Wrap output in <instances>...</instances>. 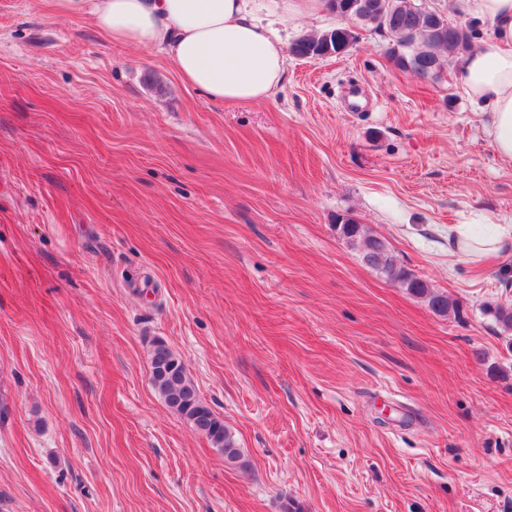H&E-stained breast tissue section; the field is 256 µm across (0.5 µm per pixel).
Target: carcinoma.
<instances>
[{
    "label": "carcinoma",
    "mask_w": 512,
    "mask_h": 512,
    "mask_svg": "<svg viewBox=\"0 0 512 512\" xmlns=\"http://www.w3.org/2000/svg\"><path fill=\"white\" fill-rule=\"evenodd\" d=\"M337 18L349 16L360 23L383 30L390 39L388 57L395 67L423 79H434L445 67L443 55L467 52L475 38V28L452 24L442 13L419 7L411 0H326ZM356 42L351 27L338 25L316 35H303L290 46L298 58L325 57L347 52ZM336 234L361 255L375 258L369 267L386 280L427 303L439 316L456 313L458 307L441 292L396 258L387 239L373 234L364 224L345 219L335 224ZM486 313L504 329L512 330V305H488ZM150 382L166 407L202 434L212 447L224 454V462L241 470L249 461L233 432L204 402L187 372L184 360L162 339L150 342Z\"/></svg>",
    "instance_id": "carcinoma-1"
}]
</instances>
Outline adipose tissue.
<instances>
[{
  "instance_id": "adipose-tissue-1",
  "label": "adipose tissue",
  "mask_w": 512,
  "mask_h": 512,
  "mask_svg": "<svg viewBox=\"0 0 512 512\" xmlns=\"http://www.w3.org/2000/svg\"><path fill=\"white\" fill-rule=\"evenodd\" d=\"M256 0H45L52 15L88 20L117 44L162 49L187 85L217 102L269 98L281 84L285 56L258 23ZM460 9L489 25L494 45L464 59L467 94L484 108L483 131L498 158L512 164V0H459ZM512 246V227L495 237L448 228V251L473 263Z\"/></svg>"
}]
</instances>
